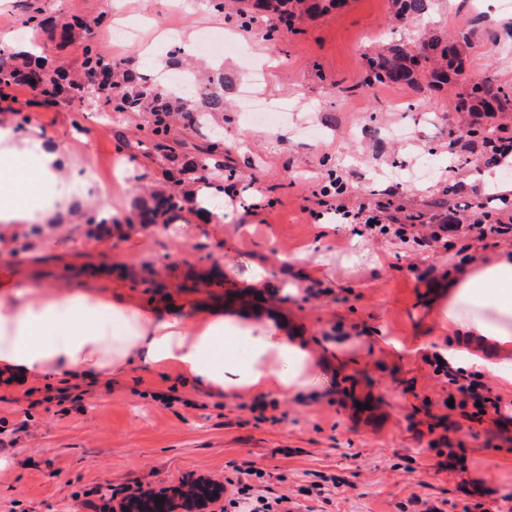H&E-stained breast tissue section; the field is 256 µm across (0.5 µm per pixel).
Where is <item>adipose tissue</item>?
<instances>
[{"label": "adipose tissue", "instance_id": "obj_1", "mask_svg": "<svg viewBox=\"0 0 512 512\" xmlns=\"http://www.w3.org/2000/svg\"><path fill=\"white\" fill-rule=\"evenodd\" d=\"M97 183L89 159L47 141L38 128L0 121V226L45 224ZM453 343L446 357L512 379V255L450 270L435 283ZM250 309L187 319L181 309L148 312L119 296L70 288L18 289L0 284V372L32 378L60 373L73 380L122 371L142 362L178 366L214 394L249 389L298 395L318 382L306 337L288 335Z\"/></svg>", "mask_w": 512, "mask_h": 512}]
</instances>
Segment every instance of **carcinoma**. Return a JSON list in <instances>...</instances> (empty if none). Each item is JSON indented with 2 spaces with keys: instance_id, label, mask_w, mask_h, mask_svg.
I'll return each mask as SVG.
<instances>
[{
  "instance_id": "1",
  "label": "carcinoma",
  "mask_w": 512,
  "mask_h": 512,
  "mask_svg": "<svg viewBox=\"0 0 512 512\" xmlns=\"http://www.w3.org/2000/svg\"><path fill=\"white\" fill-rule=\"evenodd\" d=\"M242 6L225 11V0H208L210 9L225 14L240 26H249L262 20L264 14L273 13L287 27L295 24L298 15L310 16L342 6L345 0H239ZM427 0H392L395 15H418L425 11ZM102 12L93 18L77 16L66 18L43 17L40 10L29 16L26 24L33 36L48 31L59 36L60 41L79 42L83 45L81 74L69 81L55 69L42 77L46 69L45 58L33 55L26 47L0 48V95L8 97V90L15 86H28L42 96L41 104L56 105L59 101L82 110L87 101L97 105L101 112L119 116L144 115L145 139L149 145L147 155H156L170 162L177 173L188 174L198 189L221 188L224 173L212 161L224 155V142L211 141L195 147V152H179L185 143L175 138V131L182 127L192 129L207 120L213 112L224 111V76L216 71L202 77L192 74L196 82L204 85L202 96L171 89L162 82L148 77L128 60H115L100 54L95 46V31L106 20ZM471 48L467 36L453 41L447 36L430 32L420 41L419 51L409 53L400 46L388 47L367 57L365 81L369 84L418 83V70L430 61L436 66L427 68L423 75L432 88H441L451 77L462 72L465 58ZM453 109L470 115L482 114L495 118L512 112V86L499 83L495 78L484 77L478 88H464L455 94ZM483 123L469 124L468 136L483 144L497 140V131ZM183 179L172 178L171 185L152 195L151 203L144 206L139 217L142 224H167L172 213L183 208L193 199L182 186Z\"/></svg>"
}]
</instances>
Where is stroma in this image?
I'll list each match as a JSON object with an SVG mask.
<instances>
[{
  "mask_svg": "<svg viewBox=\"0 0 512 512\" xmlns=\"http://www.w3.org/2000/svg\"><path fill=\"white\" fill-rule=\"evenodd\" d=\"M185 2L169 19L164 0H121L120 13L143 23L141 39L114 42L106 26L97 47L149 71L168 32L194 42L233 33L237 47L220 60L223 119L179 136L200 146L223 134L237 204L218 197L224 219L214 224L193 220L194 202L164 226L130 223L149 188L169 177L167 162L136 149L139 119L41 106L17 86L0 101V116H27L50 141L80 134L106 190L98 205L121 220L92 229L57 219L0 233V273L18 288L99 284L138 303L164 297L188 317L261 299L289 329L317 338L322 381L309 394L278 397L272 423L250 412L253 392L209 394L174 365L136 362L87 378L62 403L59 374L1 380L0 512H112L116 493L220 487L236 467L262 470L250 480L254 494H288L300 512H512V421L445 407L448 385L429 363L448 347L433 283L459 266L460 253L335 223L320 194L333 174L346 205L386 203L401 221L484 201L490 189L472 165L483 146L448 132L458 124L449 110L455 87L370 86L365 64L382 45L417 51L423 30L434 28L469 36L465 75L512 84V38L503 33L512 11L492 18L477 11L478 0H430L422 16L398 18L391 0H346L270 41L274 16L243 29L211 13L207 0ZM106 3L0 0V32L25 30L33 6L47 17L91 18ZM246 90L283 111L278 138L247 122ZM387 128L409 134L380 137ZM255 279L261 291L247 288ZM163 393L176 403L160 401ZM443 436L459 457L452 471L429 447Z\"/></svg>",
  "mask_w": 512,
  "mask_h": 512,
  "instance_id": "35a3bbf8",
  "label": "stroma"
}]
</instances>
